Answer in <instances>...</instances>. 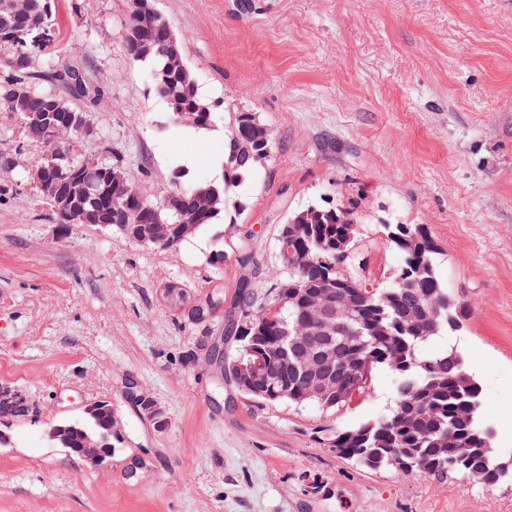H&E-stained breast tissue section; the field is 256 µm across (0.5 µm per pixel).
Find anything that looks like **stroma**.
<instances>
[{"label":"stroma","mask_w":512,"mask_h":512,"mask_svg":"<svg viewBox=\"0 0 512 512\" xmlns=\"http://www.w3.org/2000/svg\"><path fill=\"white\" fill-rule=\"evenodd\" d=\"M50 7L29 46L36 87L62 93L49 74L73 69L100 92L79 102L92 129L80 154L117 158L162 200L177 164L219 176L228 103L257 113L275 151L238 189L235 223L165 251L58 223L32 180L45 145L0 112V155L21 158L0 175V398L28 409L7 419L0 512H512L510 484L370 472L329 446L390 409L388 370L337 411L264 404L220 383L201 348L220 336L234 355L224 316L196 324L164 297L171 283L190 302L220 289L229 306L245 283L273 299L280 225L327 198L354 209L373 287L400 263L385 223L425 225L467 306L452 341L512 461V0H155L214 106L204 131L177 127L127 55V0ZM98 400L112 406V457L93 468L44 431Z\"/></svg>","instance_id":"stroma-1"}]
</instances>
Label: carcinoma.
<instances>
[{"label":"carcinoma","mask_w":512,"mask_h":512,"mask_svg":"<svg viewBox=\"0 0 512 512\" xmlns=\"http://www.w3.org/2000/svg\"><path fill=\"white\" fill-rule=\"evenodd\" d=\"M23 13L5 28L0 25V69L8 71L9 78L0 81V110L10 112L22 124H28L29 112H42L48 106L56 112L70 113L87 124L86 113L74 106L72 100L89 97L87 87L75 83L74 71H55L52 79L62 84L70 98L36 90L30 86L33 78L32 59L21 57L26 50L30 25L43 18L48 19V0H23ZM155 10L154 0H128L129 20L125 34L127 54L136 61L151 64V83L154 90L169 105L173 120L186 129H206L214 121L211 103L199 93L192 71L166 66L167 54L177 51L183 54L182 41L170 40L167 23L162 17L149 26L145 17ZM261 124L254 112L233 111L232 123L224 136V175L221 180L193 179L189 169L178 165L173 170V192L189 198L198 188H209L217 197L211 206L201 209L185 204L188 223L196 225L195 233L213 223L221 214L236 221L233 212L238 204L234 200L235 189L242 185L274 151V140L255 142L244 138L247 126ZM78 129L45 132L43 129L24 130L29 140L43 143L51 154L64 152L70 146V136ZM83 155L72 153L53 170L54 178L63 184L71 183L75 189L96 188L95 208L106 218L119 215L122 204L112 201L103 192L107 179L114 173L123 172L119 161L106 158L97 169L82 165ZM146 223L136 230V242L147 246L175 250L183 241L172 238L156 244L151 241L158 225L172 222L171 213L147 197L144 199ZM318 211L308 223L307 232L292 242L293 269L288 278L276 283V295L269 303H260L254 293L241 287L236 297L237 313L231 316L227 333L239 335L242 349L257 337V347L265 355L260 375L261 383L272 389L288 385V402H299L302 388L300 375L280 360L282 330L293 326L304 310L305 296L321 288H336L342 277L336 273V247L341 244L344 225L339 217L345 214L354 218L353 211L335 206L315 205ZM390 230L405 237L391 240L401 254V263L385 287L361 289L350 298L353 330L373 332L370 343L357 345V335L350 334L341 340L343 359L348 365L346 396L323 404L326 410H340L362 394L373 371L386 369L396 380L394 403L388 413L348 428L336 435L334 447L341 457L351 459L371 471L390 467L391 461L403 453H410L422 463V468L402 470L404 474L420 472L436 476L445 471L460 474L481 482L493 477L494 482L512 480V469L505 476L498 474L500 462L494 449H485L482 431L487 413L482 395L460 391L453 377L465 370L464 360L451 363L448 357L458 351L454 345L441 347L433 343L454 333L448 327V289L443 285L436 264V248L424 227L420 225L391 224ZM421 259L430 267L427 277L404 287L407 270ZM422 304H440L438 330L426 334L415 330L410 322L413 301ZM280 398L276 402L284 401ZM112 416L103 413L95 418L81 420L74 429L68 423L64 431V448H80L91 438L104 448L112 447L110 428Z\"/></svg>","instance_id":"1"}]
</instances>
